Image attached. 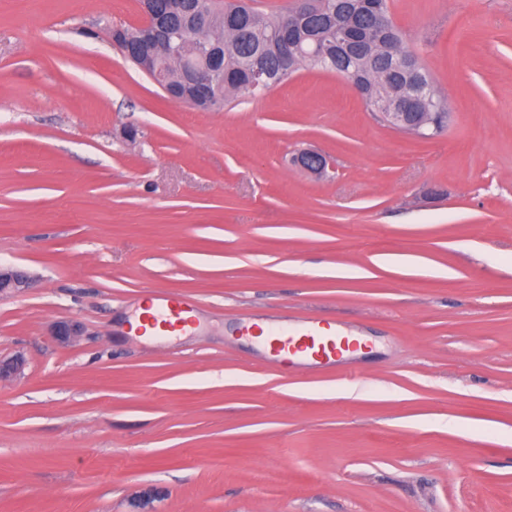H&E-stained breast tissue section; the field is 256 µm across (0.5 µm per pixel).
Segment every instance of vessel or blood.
<instances>
[{
  "mask_svg": "<svg viewBox=\"0 0 512 512\" xmlns=\"http://www.w3.org/2000/svg\"><path fill=\"white\" fill-rule=\"evenodd\" d=\"M193 321L191 304L182 299L164 297L156 303L155 311L143 318L144 324L150 327H161L165 330H187ZM348 340L336 337L332 323L316 321L309 323L301 332H281L272 335L270 351L273 360L282 361L298 354H306L313 359H335L342 352L350 350Z\"/></svg>",
  "mask_w": 512,
  "mask_h": 512,
  "instance_id": "vessel-or-blood-1",
  "label": "vessel or blood"
}]
</instances>
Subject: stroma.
Masks as SVG:
<instances>
[{
	"label": "stroma",
	"instance_id": "obj_1",
	"mask_svg": "<svg viewBox=\"0 0 512 512\" xmlns=\"http://www.w3.org/2000/svg\"><path fill=\"white\" fill-rule=\"evenodd\" d=\"M389 4L432 139L318 70L199 111L113 48L137 0H0V263L35 278L0 298V512H512V0ZM158 295L188 335L132 330ZM315 317L362 351L246 334ZM294 158L299 165L317 177L322 176L327 169L332 168V161L329 157L310 150L300 151ZM306 160L308 161L307 165Z\"/></svg>",
	"mask_w": 512,
	"mask_h": 512
}]
</instances>
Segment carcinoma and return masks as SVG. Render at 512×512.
<instances>
[{"instance_id":"obj_1","label":"carcinoma","mask_w":512,"mask_h":512,"mask_svg":"<svg viewBox=\"0 0 512 512\" xmlns=\"http://www.w3.org/2000/svg\"><path fill=\"white\" fill-rule=\"evenodd\" d=\"M197 16L209 41L223 48L224 85L212 99L197 103L205 109L218 107L229 99L254 97L252 75L261 69L265 90L288 81L300 69L319 70L307 47L312 41L334 56L339 74L354 85L365 108L377 112L381 103H393L406 96V76L393 64L410 54L401 31L394 24L389 0H285L276 12L265 13L245 0H183ZM309 34L292 56L285 57L278 35ZM412 121L430 113L432 135L448 127L445 99L430 90V100L414 104Z\"/></svg>"}]
</instances>
